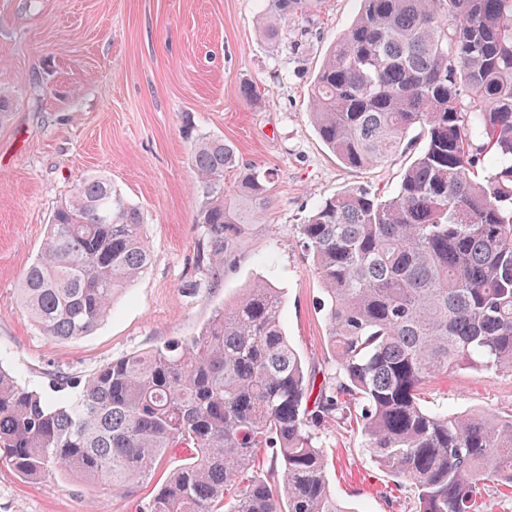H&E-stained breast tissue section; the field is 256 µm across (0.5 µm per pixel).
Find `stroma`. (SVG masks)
Returning a JSON list of instances; mask_svg holds the SVG:
<instances>
[{"label": "stroma", "mask_w": 512, "mask_h": 512, "mask_svg": "<svg viewBox=\"0 0 512 512\" xmlns=\"http://www.w3.org/2000/svg\"><path fill=\"white\" fill-rule=\"evenodd\" d=\"M359 0H323L288 20L275 43L258 32L261 0H0V366L46 389L50 376L85 377L104 364L196 336L251 282L283 290L282 322L311 372L331 373L324 290L295 228L324 198L365 185L391 193L411 157L368 169L342 165L309 119L311 85ZM260 97L248 101L247 86ZM232 143L242 163L275 174L271 207L242 225L215 291L196 277L190 139ZM141 208L153 259L88 335L54 341L19 298L56 207L91 176ZM426 407L512 414V373L463 369L430 380ZM337 499L354 512H414L415 492L375 464L352 421L315 433ZM150 491L107 493L56 474L21 479L0 464V512H137Z\"/></svg>", "instance_id": "stroma-1"}]
</instances>
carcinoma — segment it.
Masks as SVG:
<instances>
[{"instance_id": "obj_1", "label": "carcinoma", "mask_w": 512, "mask_h": 512, "mask_svg": "<svg viewBox=\"0 0 512 512\" xmlns=\"http://www.w3.org/2000/svg\"><path fill=\"white\" fill-rule=\"evenodd\" d=\"M266 2L273 41L322 0ZM360 2L314 79L312 123L348 168L388 162L414 131L423 146L392 193L351 187L296 226L336 375L315 386L282 327L283 292L257 281L191 339L85 378L54 373L47 391L0 368V462L21 479L128 493L184 448L139 512H347L314 439L349 416L415 488L416 512H484L487 483L512 487V415L422 403L436 375L512 372V0ZM193 131L200 278L187 287L211 289L241 225L271 205L274 174ZM151 262L141 209L93 176L55 210L21 304L45 336L75 339Z\"/></svg>"}]
</instances>
